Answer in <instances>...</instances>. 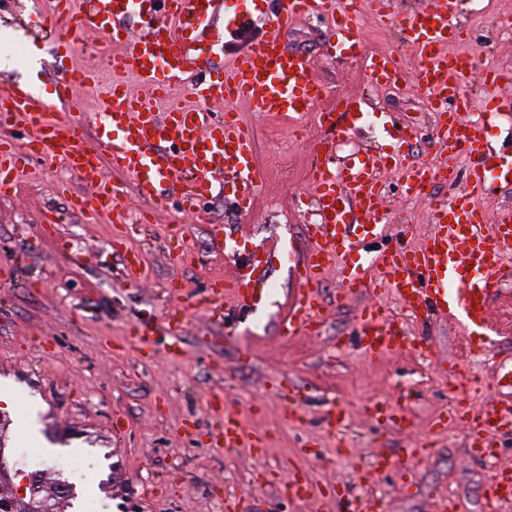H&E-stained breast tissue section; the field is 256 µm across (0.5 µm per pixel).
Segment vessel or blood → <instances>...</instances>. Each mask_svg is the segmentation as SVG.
Returning <instances> with one entry per match:
<instances>
[{
	"label": "vessel or blood",
	"mask_w": 512,
	"mask_h": 512,
	"mask_svg": "<svg viewBox=\"0 0 512 512\" xmlns=\"http://www.w3.org/2000/svg\"><path fill=\"white\" fill-rule=\"evenodd\" d=\"M73 4L74 0H55L42 18L67 55L76 48L78 32L113 33L120 18L138 17L139 35L123 39L113 33L100 47L113 69L136 75L138 90L132 93L113 85L100 109L87 114L78 111L75 90L91 80L90 72L62 69L49 98L25 85H1L0 183L12 184L24 155L60 160L91 189L79 197L78 208L111 213L116 224L125 223L127 215L120 188L104 176L108 164L132 177L139 198L159 205L181 179L187 185L181 205L184 211H197L220 176L238 207H251L261 180L253 159L254 138L236 113H218L214 107L236 100L251 111L292 124L314 111L327 92L314 78L310 58L288 51L281 38L296 21H325L330 48L361 60L372 82L400 76L398 56L365 52L356 17L337 15L333 0H281L279 9L266 19L263 37L248 51L230 56L220 69L214 66L213 45L203 39L204 25L220 8V0H93L87 11L74 10ZM458 5L459 0H434L432 7L399 20L402 43L419 54L417 85L427 93L432 110L445 119L439 148H466L472 157L468 178L473 186L505 183L512 179V155H485L478 122L462 120L448 110L449 102H465L462 80L475 66L473 57L452 59L445 52L459 34ZM184 95L190 104L181 103ZM60 108L68 109L67 118L55 119ZM19 123L30 130L21 146L10 133ZM378 123L391 140L389 152L356 165L337 166L334 141L313 146L316 164L309 182L320 221L310 226L303 260L292 269L296 286L288 297L287 317L277 322L278 333L284 338L315 333L323 308L318 286L326 271L337 269L348 294L367 287L366 272L376 265L411 312L437 310L459 318L477 348L489 350L496 337L489 302L502 279L500 259L512 250V212L504 211L493 227H486L484 209L462 194L433 205L434 230L418 248L391 249L378 258L359 253L355 233L379 237L389 222L377 202L382 192L377 174L396 163L408 140L406 127L389 126L383 116ZM112 250L121 256L129 282L145 279V258L124 237H113ZM277 260L271 252L245 254L232 282L212 281L207 297L166 312L169 333L181 330L192 307L211 321H222L228 296L247 311L262 308L259 284ZM401 339L382 305L368 306L361 313L358 343L370 359H381ZM207 406L221 420L225 447H262L263 436L245 431L234 401L226 395L211 394ZM366 413L378 424L409 426L405 414L386 398L372 399Z\"/></svg>",
	"instance_id": "1"
}]
</instances>
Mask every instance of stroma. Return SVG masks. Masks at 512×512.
<instances>
[{"label":"stroma","mask_w":512,"mask_h":512,"mask_svg":"<svg viewBox=\"0 0 512 512\" xmlns=\"http://www.w3.org/2000/svg\"><path fill=\"white\" fill-rule=\"evenodd\" d=\"M36 2L0 0V29L11 34L0 41V83H27L47 95L63 59L34 16ZM509 17L512 0H460L457 20L468 36L449 49L477 59L463 82L466 119L482 117L491 99L512 100V27L502 25ZM359 27L366 51H388L401 42L376 0H362ZM283 39L311 57L315 76L332 96H360L364 111L417 127L394 172L383 177L382 206L391 222L373 245L378 251L419 245L433 216L428 202L406 195L402 183L411 163L446 162L433 149L435 118L416 84L419 58L407 54L405 81L375 86L355 60L326 55L323 23L298 22ZM16 42L38 49L36 73L28 72L26 55H9ZM488 69L501 73L498 85L482 84L480 74ZM236 110L254 134L256 164L264 174L254 206L235 210L216 188L197 214L181 213L171 202L153 212L150 223L129 221L123 227L129 243L149 264L140 286L125 283L123 262L112 253V225L88 223L70 210L68 198L83 186L60 163L36 158L19 165L16 188L0 192V268L9 272L0 280V383L15 396L11 408L0 410L6 439L0 489L12 491L31 478L18 461L28 427L47 460L77 455L87 467L80 480L51 468L40 472L45 487L67 485L62 512H86L91 500L97 512H335L319 491L328 482L345 485L355 512H512V501L491 510L485 498L494 478L512 474V282L490 301L501 331L490 356L448 318L433 314L407 323L403 346L370 362L356 341L362 309L383 303L398 316L401 306L381 286L342 297L333 271L319 285L328 308L315 335L281 341L276 321L287 312L295 286L291 261L315 221L305 198L311 144L324 130L310 118L300 136L292 124L241 104ZM332 134L337 155L349 163L382 151L386 142L373 128L341 120ZM44 210L58 216L49 241L38 222ZM179 225L195 254L184 266L173 264L166 251L168 232ZM225 237L241 252L279 255L268 279L271 297L254 317L229 304L220 324L191 314L179 348L171 349L162 315L176 298L167 284L181 281L186 294L195 295L205 291L209 277L232 275V255L216 245ZM143 321L156 329L150 360L137 357L130 335L131 326ZM228 329L240 349L225 347ZM243 349L250 353L244 366ZM443 361L461 364L479 386L465 393L443 379L435 370ZM273 379L303 391L300 409L265 392ZM377 390L409 415L410 429L379 428L368 419L364 408ZM217 391L236 401L247 430L264 434L261 452L225 447L206 406ZM339 402L349 422L341 433L325 435L321 413ZM470 404L505 417L481 445L473 423L457 417ZM310 440L319 442L322 458L301 456ZM414 446L422 457L411 475L373 471L376 455L401 456ZM293 465L307 471L313 484L300 498L282 485Z\"/></svg>","instance_id":"stroma-1"}]
</instances>
